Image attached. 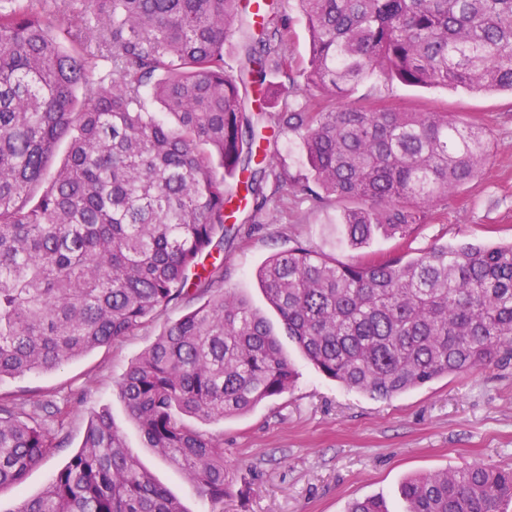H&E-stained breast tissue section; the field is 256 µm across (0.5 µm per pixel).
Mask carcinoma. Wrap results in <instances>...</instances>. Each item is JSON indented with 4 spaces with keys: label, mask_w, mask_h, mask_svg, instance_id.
I'll return each instance as SVG.
<instances>
[{
    "label": "carcinoma",
    "mask_w": 512,
    "mask_h": 512,
    "mask_svg": "<svg viewBox=\"0 0 512 512\" xmlns=\"http://www.w3.org/2000/svg\"><path fill=\"white\" fill-rule=\"evenodd\" d=\"M308 108L279 106L268 71L294 81L278 0H92L64 30L0 0V382L52 371L130 336L175 302L170 324L119 381L146 446L214 505L229 481L222 420L279 396L292 364L266 317L224 288V235L265 211L276 140L301 135L321 204L348 199L354 248L404 239L457 187L482 178L488 142L446 112L338 107L380 73L418 88L512 93V0H297ZM241 39L239 75L224 46ZM107 56L111 70L95 76ZM259 96L247 111L248 89ZM157 102L160 118L146 107ZM68 154L51 170L55 151ZM244 177L229 210L228 180ZM269 306L320 374L388 399L438 377L512 362V243L434 247L338 263L302 242L257 273ZM53 447L22 404L0 398V488ZM407 512H508L512 467L481 463L407 479ZM15 512H186L128 451L107 412L41 495ZM347 512H388L378 497Z\"/></svg>",
    "instance_id": "1"
}]
</instances>
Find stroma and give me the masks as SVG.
<instances>
[{
    "label": "stroma",
    "mask_w": 512,
    "mask_h": 512,
    "mask_svg": "<svg viewBox=\"0 0 512 512\" xmlns=\"http://www.w3.org/2000/svg\"><path fill=\"white\" fill-rule=\"evenodd\" d=\"M351 99L384 100L401 111L445 112L487 134V172L451 192L408 242L376 236L347 246L337 220L344 201L316 207L283 191L281 220L224 245V286L245 296L273 324L296 372L293 386L253 409L221 420L185 417L191 428L223 436L230 483L224 512H346L356 498H382L389 512H405L399 490L413 474L441 472L481 462L512 467V364L433 380L389 399L350 390L317 373L268 307L256 274L274 254L304 242L336 261L418 253L441 244L512 241V94L407 87L375 76ZM173 304L134 333L74 359L61 368L0 382V397L28 392L67 408L66 442L30 469L21 486L0 490V512H15L40 494L83 441L92 413L108 412L128 448L186 512L211 505L170 462L147 448L119 396L117 384L165 326L188 313Z\"/></svg>",
    "instance_id": "obj_1"
}]
</instances>
